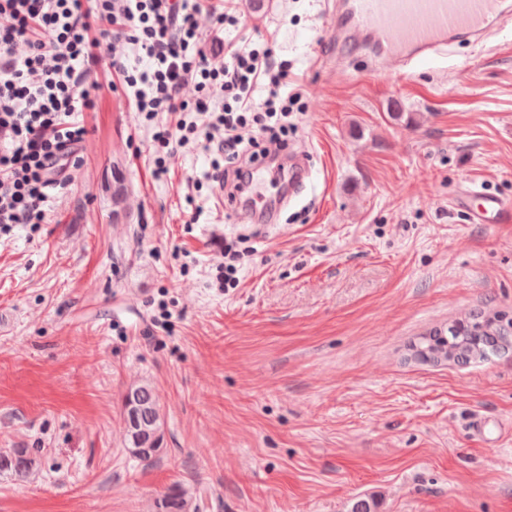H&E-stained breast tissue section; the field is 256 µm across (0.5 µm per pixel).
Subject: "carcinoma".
<instances>
[{"mask_svg": "<svg viewBox=\"0 0 512 512\" xmlns=\"http://www.w3.org/2000/svg\"><path fill=\"white\" fill-rule=\"evenodd\" d=\"M512 338V320L503 322L497 315L473 313L457 320L441 330L421 338L425 346L434 344L448 348V360L466 365L490 352L503 348ZM134 395L140 404V426L132 428L124 422V437L129 453L136 459L148 462L156 455L164 439V421L156 390L150 384H135L126 395ZM34 459L26 448L0 450V472L17 477L28 475ZM162 507L166 512H198L189 510L186 491L176 484L163 497Z\"/></svg>", "mask_w": 512, "mask_h": 512, "instance_id": "1", "label": "carcinoma"}]
</instances>
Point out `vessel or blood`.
I'll use <instances>...</instances> for the list:
<instances>
[{
    "mask_svg": "<svg viewBox=\"0 0 512 512\" xmlns=\"http://www.w3.org/2000/svg\"><path fill=\"white\" fill-rule=\"evenodd\" d=\"M509 16L504 0H338L325 45L332 55L367 48L401 68L434 60L459 37L484 45L487 31ZM454 205L472 224L512 220L511 203L473 183Z\"/></svg>",
    "mask_w": 512,
    "mask_h": 512,
    "instance_id": "1",
    "label": "vessel or blood"
}]
</instances>
